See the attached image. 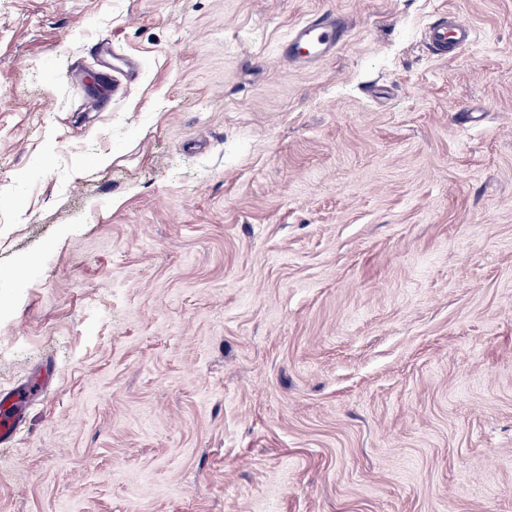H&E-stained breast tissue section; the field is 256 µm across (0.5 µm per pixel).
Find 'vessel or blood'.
Segmentation results:
<instances>
[{
  "label": "vessel or blood",
  "instance_id": "vessel-or-blood-1",
  "mask_svg": "<svg viewBox=\"0 0 512 512\" xmlns=\"http://www.w3.org/2000/svg\"><path fill=\"white\" fill-rule=\"evenodd\" d=\"M347 36L342 16L326 12L294 26L277 44L276 62L295 67L313 68L335 55ZM427 42L437 52L445 53L471 44L476 39L474 26L460 14L448 12L425 31ZM23 394L16 393L0 403V440L16 432L24 409Z\"/></svg>",
  "mask_w": 512,
  "mask_h": 512
}]
</instances>
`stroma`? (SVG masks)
Returning a JSON list of instances; mask_svg holds the SVG:
<instances>
[{"label":"stroma","mask_w":512,"mask_h":512,"mask_svg":"<svg viewBox=\"0 0 512 512\" xmlns=\"http://www.w3.org/2000/svg\"><path fill=\"white\" fill-rule=\"evenodd\" d=\"M41 376L0 512H512V0H0V393ZM427 42L439 53L471 44L476 40L474 26L456 12L444 13L425 31ZM346 37L345 19L325 12L291 28L278 42L275 60L287 66L313 68L334 56Z\"/></svg>","instance_id":"1"}]
</instances>
